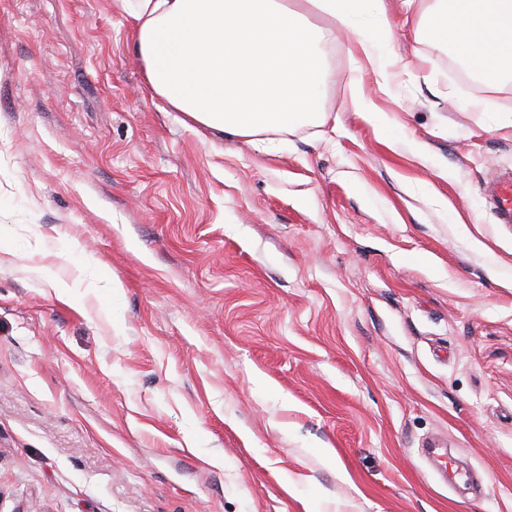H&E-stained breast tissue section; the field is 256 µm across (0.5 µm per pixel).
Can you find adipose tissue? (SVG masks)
I'll list each match as a JSON object with an SVG mask.
<instances>
[{"instance_id":"1","label":"adipose tissue","mask_w":512,"mask_h":512,"mask_svg":"<svg viewBox=\"0 0 512 512\" xmlns=\"http://www.w3.org/2000/svg\"><path fill=\"white\" fill-rule=\"evenodd\" d=\"M150 96L186 124L255 139L317 122L327 51L351 34L385 77L389 0H133ZM407 33L448 49L489 88L512 80V0H399Z\"/></svg>"}]
</instances>
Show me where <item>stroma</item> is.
I'll use <instances>...</instances> for the list:
<instances>
[{"instance_id":"obj_1","label":"stroma","mask_w":512,"mask_h":512,"mask_svg":"<svg viewBox=\"0 0 512 512\" xmlns=\"http://www.w3.org/2000/svg\"><path fill=\"white\" fill-rule=\"evenodd\" d=\"M132 8L0 0V512H512V82L398 25L389 92L342 37L320 122L229 139L150 98ZM351 96L357 112L362 118L374 126L378 132L387 136L393 145L403 147L424 167L436 168L440 175L448 178V166L440 164L437 159L428 151L425 144L418 141H397L393 132L396 124L385 112H378L374 106L372 97L366 92L361 78H354L350 84ZM490 201L502 224H512V175L502 174L492 182Z\"/></svg>"}]
</instances>
